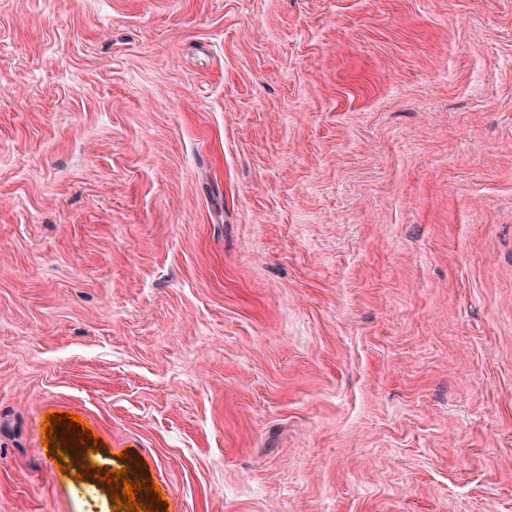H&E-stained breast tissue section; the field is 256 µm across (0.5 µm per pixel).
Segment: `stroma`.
Returning <instances> with one entry per match:
<instances>
[{
  "mask_svg": "<svg viewBox=\"0 0 512 512\" xmlns=\"http://www.w3.org/2000/svg\"><path fill=\"white\" fill-rule=\"evenodd\" d=\"M84 461L512 512V0H0V512H114Z\"/></svg>",
  "mask_w": 512,
  "mask_h": 512,
  "instance_id": "35a3bbf8",
  "label": "stroma"
}]
</instances>
